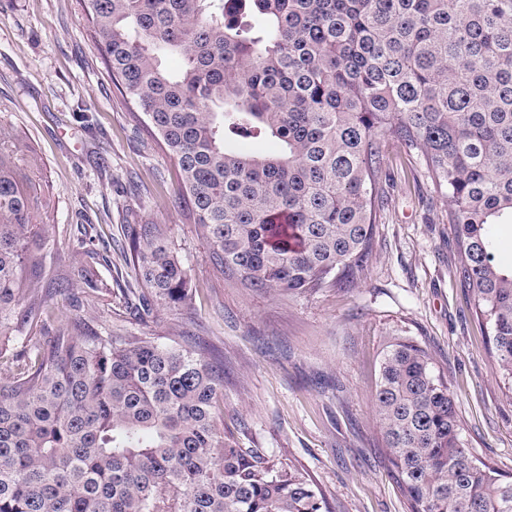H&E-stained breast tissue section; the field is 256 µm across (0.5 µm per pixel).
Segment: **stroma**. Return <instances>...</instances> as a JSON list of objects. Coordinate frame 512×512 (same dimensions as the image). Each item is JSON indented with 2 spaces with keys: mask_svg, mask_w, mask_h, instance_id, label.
Wrapping results in <instances>:
<instances>
[{
  "mask_svg": "<svg viewBox=\"0 0 512 512\" xmlns=\"http://www.w3.org/2000/svg\"><path fill=\"white\" fill-rule=\"evenodd\" d=\"M0 133L34 157L49 200L47 280L85 263L82 239L110 242L98 265L111 304L85 310L98 331L177 349L203 342L224 369L213 413L238 447L292 464L329 512H405L372 404L390 338L425 349L447 381L467 447L512 477V393L490 354L473 289L462 287L448 197L416 153L390 145L373 255L358 287L255 292L212 263L180 202L175 160L136 122L89 36L84 0H0ZM126 224H166L185 263L184 308L136 315L122 277Z\"/></svg>",
  "mask_w": 512,
  "mask_h": 512,
  "instance_id": "1",
  "label": "stroma"
}]
</instances>
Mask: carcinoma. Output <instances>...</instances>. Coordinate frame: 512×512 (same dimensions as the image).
Returning a JSON list of instances; mask_svg holds the SVG:
<instances>
[{
	"instance_id": "1",
	"label": "carcinoma",
	"mask_w": 512,
	"mask_h": 512,
	"mask_svg": "<svg viewBox=\"0 0 512 512\" xmlns=\"http://www.w3.org/2000/svg\"><path fill=\"white\" fill-rule=\"evenodd\" d=\"M88 14L112 84L176 160L214 264L244 288L356 287L387 144L420 153L512 390V268L491 233L512 224V0H88ZM238 138L279 150L228 149ZM43 210L0 140V341L26 342L0 384V512H329L300 469L218 434L213 349L103 336L76 314L48 343L26 340L45 307ZM124 234L145 314L186 306L169 225ZM74 276L105 301L93 265ZM373 406L407 512H512V479L466 447L423 348L388 343Z\"/></svg>"
}]
</instances>
